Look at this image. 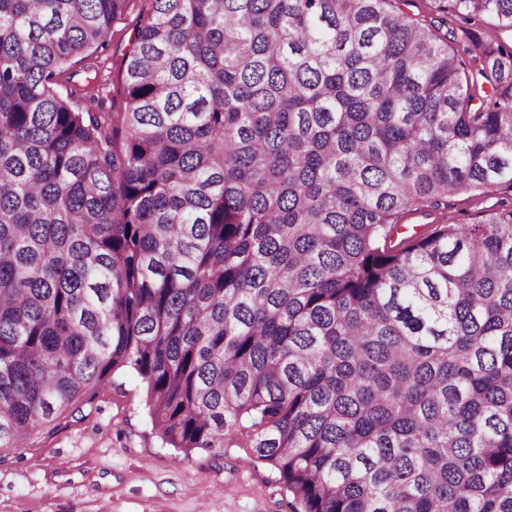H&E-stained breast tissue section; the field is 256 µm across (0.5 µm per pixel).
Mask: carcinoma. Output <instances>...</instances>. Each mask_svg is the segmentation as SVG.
I'll use <instances>...</instances> for the list:
<instances>
[{
    "label": "carcinoma",
    "instance_id": "obj_1",
    "mask_svg": "<svg viewBox=\"0 0 512 512\" xmlns=\"http://www.w3.org/2000/svg\"><path fill=\"white\" fill-rule=\"evenodd\" d=\"M400 2L151 0L84 112L132 0H0V451L131 370L290 512H512V49ZM134 6L117 19L113 25L108 38V46L100 54L101 62L105 61L101 70L100 94L103 101V109L99 111L97 104L92 106V112H122L123 111V74L121 72V61L128 53L134 40L138 15L142 9L148 8L146 0H136ZM496 201L495 198H489L478 203L467 194L459 195L450 201L448 220L455 224H476L480 219L478 212L491 207Z\"/></svg>",
    "mask_w": 512,
    "mask_h": 512
}]
</instances>
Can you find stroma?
I'll list each match as a JSON object with an SVG mask.
<instances>
[{"label": "stroma", "mask_w": 512, "mask_h": 512, "mask_svg": "<svg viewBox=\"0 0 512 512\" xmlns=\"http://www.w3.org/2000/svg\"><path fill=\"white\" fill-rule=\"evenodd\" d=\"M147 0L117 19L101 54L99 97L107 112L123 109L121 61ZM0 512H288L269 465L243 462L239 449L221 457L163 445L133 373L117 374L92 403L0 453Z\"/></svg>", "instance_id": "35a3bbf8"}]
</instances>
